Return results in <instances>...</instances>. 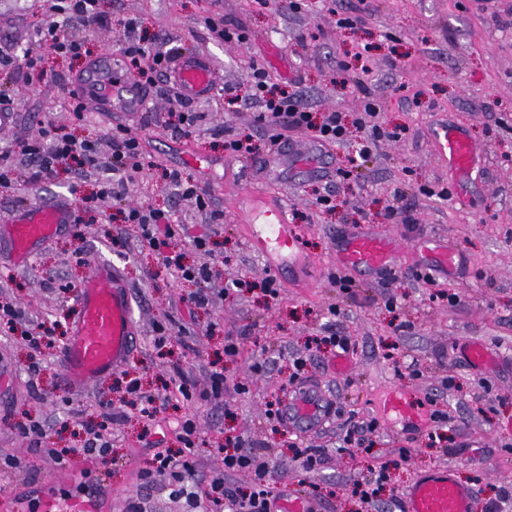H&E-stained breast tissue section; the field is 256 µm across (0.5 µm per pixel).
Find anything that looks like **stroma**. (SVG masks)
Wrapping results in <instances>:
<instances>
[{"label": "stroma", "instance_id": "stroma-1", "mask_svg": "<svg viewBox=\"0 0 512 512\" xmlns=\"http://www.w3.org/2000/svg\"><path fill=\"white\" fill-rule=\"evenodd\" d=\"M25 0H0V47L41 52L38 30L26 11ZM512 0H310L305 10L269 11L255 0H103L114 21L109 29L74 26L94 53L119 50L126 35L119 21L136 19L142 34L169 37L170 48L209 53L223 86L245 92L249 84L246 60L277 75L280 82L301 91L313 112L356 111L360 101L350 90L332 87V79L361 81L379 101L387 125L408 128L405 139L381 142L365 165L359 181L332 178L291 179L287 174L268 178L264 190L276 201H287L309 216L305 246L309 268H295L294 282H282L276 303L262 295H225L232 280L261 279L268 274L247 240V228L234 203L248 174L249 160L226 155L225 136L260 135L253 124L255 105L228 107L224 93L208 101L185 104L188 112H207L192 140L160 127L164 113L175 107V93L167 82L154 88L147 113L130 120L132 132L146 141L158 165L131 187V200L174 208L185 215L189 235L206 225L190 200L161 177L162 169H177L198 183H214L212 194L224 222L213 235V248L224 256L220 274L208 285L217 301L214 308L188 315L186 299L192 284L171 285L159 274L155 257L137 242L123 252L113 251L109 234L117 224H81L60 235L29 265L0 266V298H16L29 309L26 328L35 321L57 324L59 340H66L76 313L74 288L92 264L108 260L122 267L142 334L125 369L137 377L146 395H165L174 366H181L198 387H206L212 363L223 364L230 384L249 392H227L215 408L178 403L145 424L128 400L115 375H108L83 391L63 384L59 348L46 350L38 375H31L29 350L21 336L0 335V371L8 382L0 387V459L20 457V469L0 472V497L37 496L46 487L71 491L84 481L102 480L112 497L111 512H126L136 501L140 512H186L187 506L169 491L143 487L140 471L159 449L178 447L177 426L185 412H196L201 437L210 452L205 471L222 467L217 448L225 439L241 437L262 442L271 453L269 483L314 495L319 512H357L351 496L353 479L366 475L373 463L390 462V481L381 495L378 512H398L402 491L419 473L441 463L455 466L462 482L475 493V512L499 504L501 488L512 486V27L498 21ZM351 11L362 21L354 28L336 25L337 12ZM243 20L249 39L224 44L211 38L205 21L215 13ZM53 79L29 91L14 104L9 127L0 130V154L17 140L37 134L41 125H63L77 138L99 141L106 122L85 108L83 122H75L67 103V80L79 73L77 63L49 58ZM464 128L488 152L466 196L443 199L420 194L421 186L442 188L448 170L433 144V130L441 122ZM204 159V168L191 166L187 151ZM95 180L59 174L19 195L0 196V212L19 205L68 197L78 203ZM403 190L413 206L415 223H403L389 208L395 190ZM332 192L335 213H320L317 194ZM370 217L374 226L400 235L407 249L394 277L379 281L354 272L357 298L339 293L329 274L337 268L336 234L353 222ZM448 237L461 251L463 265L454 274L436 273L435 285L413 280V244L423 237ZM68 283L61 291L59 283ZM458 294L457 305L433 298L434 289ZM399 297L388 309V297ZM338 315H330V308ZM349 337L350 370L336 372L337 351L318 350L313 337L327 324ZM170 330L164 348L154 344L156 326ZM240 335L241 357L224 358L225 333ZM480 341L506 362L477 372L460 357L463 346ZM307 362L305 379L319 384L331 397L335 414L325 428L303 434V441L324 450L320 469L302 472L294 459L290 433L268 422V403L285 402L293 359ZM413 403L434 399L443 424L428 422L407 428L394 426L384 408L389 393ZM112 403L124 417L112 426L111 461L98 467L72 458L60 465L44 460L39 449L27 447L15 426L22 416L41 423L53 448L76 446L78 432L97 419L100 406ZM376 422L367 433L365 451L343 450V437L355 424ZM411 450L399 460V447Z\"/></svg>", "mask_w": 512, "mask_h": 512}]
</instances>
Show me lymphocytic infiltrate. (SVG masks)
I'll use <instances>...</instances> for the list:
<instances>
[{
	"label": "lymphocytic infiltrate",
	"instance_id": "obj_1",
	"mask_svg": "<svg viewBox=\"0 0 512 512\" xmlns=\"http://www.w3.org/2000/svg\"><path fill=\"white\" fill-rule=\"evenodd\" d=\"M32 5L50 16V23L41 27L39 34L42 43L59 57L85 61L90 58L85 39L72 34L70 23L97 28L110 24L101 8V0H32ZM124 28L128 38L120 49L121 55L146 85L156 86L158 80L166 76L172 59L166 38L157 36L147 42L136 37L133 22H125ZM0 67L21 77L12 92H0V105L13 104L16 95L49 81L42 58L37 54L27 53L19 60L2 55ZM250 70L248 97L259 108L254 122L264 134L258 140L249 134L225 138L226 154L246 159L259 157L280 147L290 133L323 145L341 146L350 142L354 150L348 154L346 166L336 171L339 179L347 180L370 159L380 142L400 141L406 133L405 127L389 128L381 123V107L366 87H359L360 106L351 117L339 112L318 114L306 110L299 94L281 88L265 69L254 64ZM353 129L358 131L359 137L352 141L348 134ZM108 140L112 152L104 157L95 142L76 139L65 127L41 126L37 137L17 143V161L0 162V192H12L21 183L39 184L63 169L80 174L91 170L107 171V178L98 182L96 190L83 197L77 210V223L104 215L106 205H116L122 229L111 238L113 249L122 251L130 240H137L155 255L173 282L196 285L197 290L189 299L191 305L208 309L214 298L205 285L222 263V255L210 248L209 234L186 236L177 212L128 202L131 185L144 171L153 170L155 164L144 155L139 138L128 126H113ZM190 251L205 256V263H187L186 254ZM173 384L172 398L215 405L231 388L220 368L211 369L205 389H197L195 382L180 369L175 372ZM100 416L99 424L86 428L79 448H46L48 456L58 463L79 456L96 465L106 464L116 414L107 405ZM178 439L177 453L160 451L153 456L149 468L140 473L142 483L160 482L171 487L174 495L185 499L192 512H273L275 493L268 482L270 459L253 442L236 439L232 450L224 454L223 470L204 474L198 469L202 439L196 415L188 414L180 420ZM236 473L248 476V492L236 493L227 487L228 476Z\"/></svg>",
	"mask_w": 512,
	"mask_h": 512
}]
</instances>
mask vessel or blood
I'll list each match as a JSON object with an SVG mask.
<instances>
[{
	"label": "vessel or blood",
	"mask_w": 512,
	"mask_h": 512,
	"mask_svg": "<svg viewBox=\"0 0 512 512\" xmlns=\"http://www.w3.org/2000/svg\"><path fill=\"white\" fill-rule=\"evenodd\" d=\"M170 83L185 101L209 97L216 83L211 58L197 53L178 54L168 70ZM80 101L95 111L116 113L132 119L142 116L150 92L130 76L119 54L105 52L93 59L76 81ZM435 142L448 161V184L464 193L472 172L483 162L482 148L461 127L443 124L435 130ZM289 164L295 176L320 175L325 171L321 152L309 144L286 153L261 157L253 164L260 177H268L282 164ZM250 204L243 211L253 251L261 258H303L302 234L291 220L292 209L281 202L268 201L258 191L246 190ZM74 221L72 206L64 200L25 206L0 216V236L11 246L17 264L32 260L44 244ZM403 248L401 239L372 225H358L338 232V265L382 276L393 272ZM430 265L446 273L454 272L462 255L457 247L438 237H428L413 246ZM79 311L71 336L63 349L64 385L75 390L123 366L135 345L137 334L132 316L129 287L116 267L99 263L78 290ZM467 362L475 368L495 365L499 357L479 342L468 343ZM334 413L333 403L310 382L296 384L280 414L287 428L311 430ZM474 491L459 481L453 468L438 466L418 476L400 498L401 512H473ZM104 496L46 497L40 512H108ZM277 512H313L311 501L288 489H281Z\"/></svg>",
	"instance_id": "vessel-or-blood-1"
}]
</instances>
